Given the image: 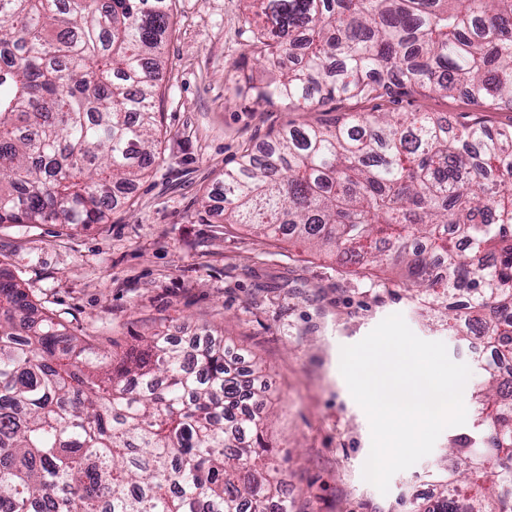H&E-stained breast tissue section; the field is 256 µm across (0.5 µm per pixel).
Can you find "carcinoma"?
Instances as JSON below:
<instances>
[{
	"label": "carcinoma",
	"mask_w": 512,
	"mask_h": 512,
	"mask_svg": "<svg viewBox=\"0 0 512 512\" xmlns=\"http://www.w3.org/2000/svg\"><path fill=\"white\" fill-rule=\"evenodd\" d=\"M256 98L397 90L512 110V0H245ZM171 0H0V224H101L155 160ZM224 223L380 269L497 357L418 512H512V124L345 113L224 169ZM0 269V512H290L264 471L259 368L155 333L118 354L34 312Z\"/></svg>",
	"instance_id": "cac0c4a2"
}]
</instances>
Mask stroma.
I'll list each match as a JSON object with an SVG mask.
<instances>
[{
    "mask_svg": "<svg viewBox=\"0 0 512 512\" xmlns=\"http://www.w3.org/2000/svg\"><path fill=\"white\" fill-rule=\"evenodd\" d=\"M253 40L243 0H174L158 156L132 205L87 228L0 224V266L38 307L120 353L154 333L223 332L234 361L262 368L266 435L293 512H414L437 496L434 474L456 430L380 493L362 478L370 426L340 373V351L394 313L421 339L443 342L454 362L475 367V346L449 336L402 288L356 274L352 261L225 223L209 193L243 149L271 144L289 124L373 108L346 99L303 112L258 101L246 88L247 76L263 75ZM383 109L512 123V111L479 112L461 94L398 92Z\"/></svg>",
    "mask_w": 512,
    "mask_h": 512,
    "instance_id": "35a3bbf8",
    "label": "stroma"
}]
</instances>
